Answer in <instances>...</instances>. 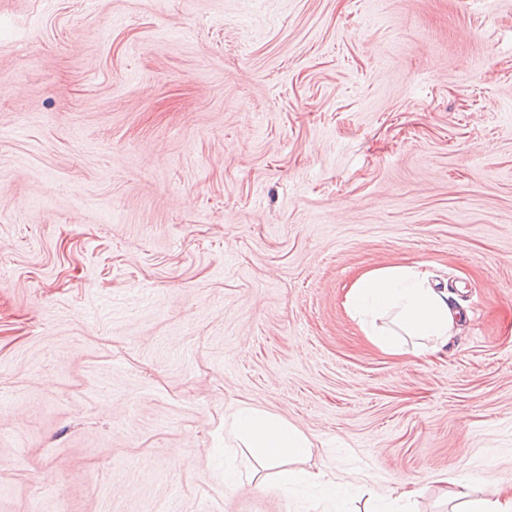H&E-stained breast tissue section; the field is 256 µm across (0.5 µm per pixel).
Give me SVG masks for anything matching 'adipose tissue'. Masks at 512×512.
<instances>
[{
    "instance_id": "obj_1",
    "label": "adipose tissue",
    "mask_w": 512,
    "mask_h": 512,
    "mask_svg": "<svg viewBox=\"0 0 512 512\" xmlns=\"http://www.w3.org/2000/svg\"><path fill=\"white\" fill-rule=\"evenodd\" d=\"M343 307L363 336L383 352L427 357L446 350L458 336L466 313L447 289L437 288L425 264H394L360 272L346 288ZM225 437L258 452L268 467L303 456L306 434L288 421L255 407L233 414ZM442 497L463 504V512H512V492L472 498L473 475L457 467L437 479Z\"/></svg>"
}]
</instances>
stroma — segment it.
<instances>
[{
	"mask_svg": "<svg viewBox=\"0 0 512 512\" xmlns=\"http://www.w3.org/2000/svg\"><path fill=\"white\" fill-rule=\"evenodd\" d=\"M419 262L469 317L392 357L343 292ZM456 465L512 486V0H0V512H452ZM229 437L252 448L270 468L285 457H301L310 448L309 439L297 426L255 407H242L233 414L228 428L224 425V446ZM286 481H294L297 483H303L309 486L320 488V490L328 495L335 496L337 490L331 478L328 477L327 473L322 471L311 472V471H299V472H287L285 474Z\"/></svg>",
	"mask_w": 512,
	"mask_h": 512,
	"instance_id": "obj_1",
	"label": "stroma"
}]
</instances>
